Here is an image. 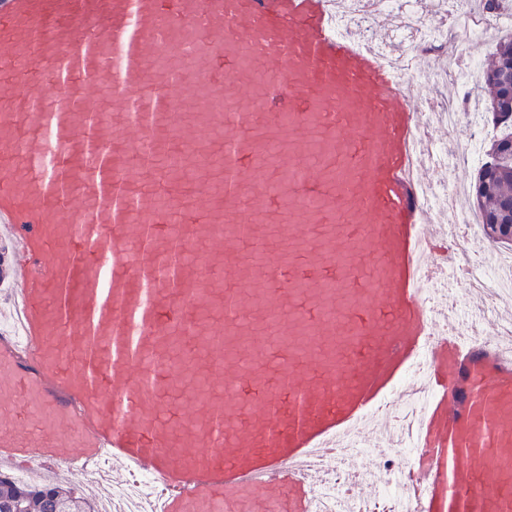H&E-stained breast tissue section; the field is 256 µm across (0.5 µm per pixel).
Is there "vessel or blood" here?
<instances>
[{
    "mask_svg": "<svg viewBox=\"0 0 512 512\" xmlns=\"http://www.w3.org/2000/svg\"><path fill=\"white\" fill-rule=\"evenodd\" d=\"M396 55L329 0H0V402L48 425L0 417V462L138 468L154 512L284 485L310 512L311 467L336 465L430 319ZM103 76L89 105L76 88ZM465 369L476 402L445 401L424 442L470 477L453 512L512 486V362L439 341L431 375ZM190 373L213 394L175 427L157 399Z\"/></svg>",
    "mask_w": 512,
    "mask_h": 512,
    "instance_id": "vessel-or-blood-1",
    "label": "vessel or blood"
}]
</instances>
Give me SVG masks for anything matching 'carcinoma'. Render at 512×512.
<instances>
[{"label": "carcinoma", "mask_w": 512, "mask_h": 512, "mask_svg": "<svg viewBox=\"0 0 512 512\" xmlns=\"http://www.w3.org/2000/svg\"><path fill=\"white\" fill-rule=\"evenodd\" d=\"M493 70L502 73L512 70V31L496 35L492 63L482 68L481 85L488 87L489 99L481 108L502 127L500 135L489 141L488 156L496 152V146L502 139L512 137V98L501 94L491 83L490 73ZM511 197L512 158H498L497 171L493 173L478 169L470 208L480 215L483 237L493 247L512 249V243L499 240L491 228L493 224L512 225V211L499 206L502 199ZM54 508L63 512H82L75 498L49 484L32 486L9 475L4 480L0 479V512H48Z\"/></svg>", "instance_id": "cac0c4a2"}]
</instances>
